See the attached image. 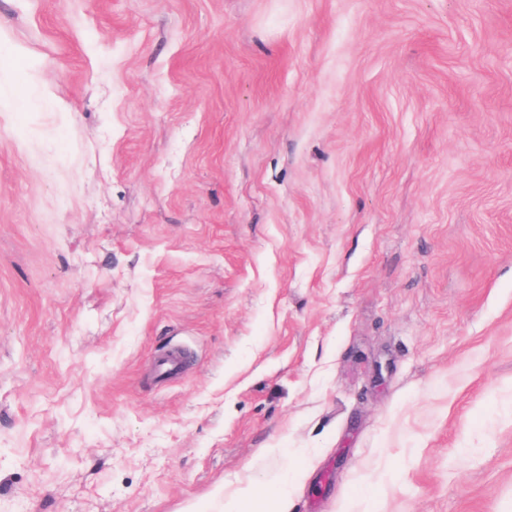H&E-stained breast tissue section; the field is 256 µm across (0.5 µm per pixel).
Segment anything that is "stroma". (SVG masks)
Masks as SVG:
<instances>
[{"instance_id":"35a3bbf8","label":"stroma","mask_w":512,"mask_h":512,"mask_svg":"<svg viewBox=\"0 0 512 512\" xmlns=\"http://www.w3.org/2000/svg\"><path fill=\"white\" fill-rule=\"evenodd\" d=\"M249 483L512 512V0H0V512Z\"/></svg>"}]
</instances>
